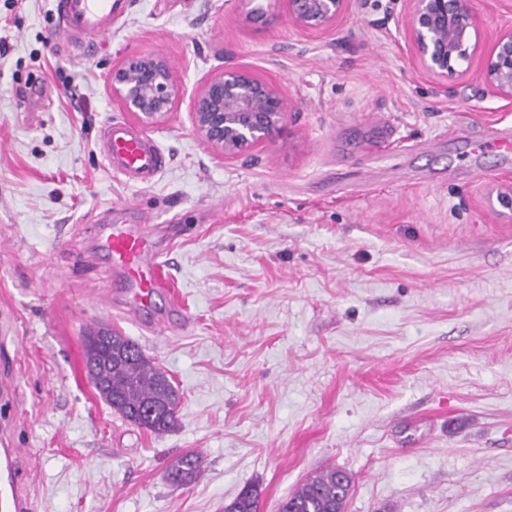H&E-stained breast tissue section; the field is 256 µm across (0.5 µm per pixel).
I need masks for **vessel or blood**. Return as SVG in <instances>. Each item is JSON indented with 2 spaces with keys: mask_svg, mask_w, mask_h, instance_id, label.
I'll list each match as a JSON object with an SVG mask.
<instances>
[{
  "mask_svg": "<svg viewBox=\"0 0 512 512\" xmlns=\"http://www.w3.org/2000/svg\"><path fill=\"white\" fill-rule=\"evenodd\" d=\"M128 5L129 0H53L60 29L79 47L85 38L109 34ZM100 149L108 170L135 186L152 184L169 164L157 144L118 120L104 127ZM96 243L108 258L110 284L119 287L125 298L126 314L142 316L155 307L158 296L169 292L167 267L146 226L102 225ZM21 455V449L0 446V512H34L28 479L18 467Z\"/></svg>",
  "mask_w": 512,
  "mask_h": 512,
  "instance_id": "b4317fda",
  "label": "vessel or blood"
}]
</instances>
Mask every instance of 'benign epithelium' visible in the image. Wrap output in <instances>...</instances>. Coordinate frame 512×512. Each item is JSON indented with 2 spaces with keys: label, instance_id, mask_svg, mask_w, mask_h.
<instances>
[{
  "label": "benign epithelium",
  "instance_id": "7a95c632",
  "mask_svg": "<svg viewBox=\"0 0 512 512\" xmlns=\"http://www.w3.org/2000/svg\"><path fill=\"white\" fill-rule=\"evenodd\" d=\"M363 0H265L251 9L261 21L275 17L302 32H327ZM397 23L398 35L413 51L423 72L435 78L446 96L465 73L463 65L480 59V79L495 96L512 102V29L484 41V22L471 0H412ZM112 99L147 127L165 121L183 96L170 60L163 54H134L112 69ZM294 109L282 85L249 67L215 68L189 95L195 135L213 152L234 158L276 141Z\"/></svg>",
  "mask_w": 512,
  "mask_h": 512
}]
</instances>
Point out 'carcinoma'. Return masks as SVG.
<instances>
[{
	"mask_svg": "<svg viewBox=\"0 0 512 512\" xmlns=\"http://www.w3.org/2000/svg\"><path fill=\"white\" fill-rule=\"evenodd\" d=\"M84 350L86 359L101 362L112 380L116 399L111 400L104 393L101 398L114 412L156 435L175 426L178 390L167 372L150 360L137 343L104 328L84 337ZM143 408H152L156 414L144 419L140 415ZM200 475L201 455L189 451L169 465L165 478L173 486L184 487L196 482ZM351 486L352 477L347 471L328 468L309 477L280 503L278 512H344ZM259 499L258 489L246 488L224 504V512H259Z\"/></svg>",
	"mask_w": 512,
	"mask_h": 512,
	"instance_id": "1",
	"label": "carcinoma"
}]
</instances>
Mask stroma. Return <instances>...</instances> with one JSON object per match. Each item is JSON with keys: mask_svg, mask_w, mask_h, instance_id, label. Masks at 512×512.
Instances as JSON below:
<instances>
[{"mask_svg": "<svg viewBox=\"0 0 512 512\" xmlns=\"http://www.w3.org/2000/svg\"><path fill=\"white\" fill-rule=\"evenodd\" d=\"M366 0L322 35L257 22L240 0H131L79 53L51 0H0V438L22 449L35 512H261L312 475L353 477L345 512H512V103L471 67L436 94L395 23ZM162 53L185 91L222 63L280 83L274 143L224 160L187 107L149 131L169 168L113 177L100 132L128 115L107 77ZM466 141L482 143L461 158ZM149 215L181 318L101 300L99 225ZM105 325L180 392L178 424L125 421L84 367ZM194 450L199 480L174 487ZM201 475V455L189 451L176 458L167 468L166 480L173 486L184 487L196 482ZM259 499L257 488H246L229 503H225L224 512H259Z\"/></svg>", "mask_w": 512, "mask_h": 512, "instance_id": "1", "label": "stroma"}]
</instances>
